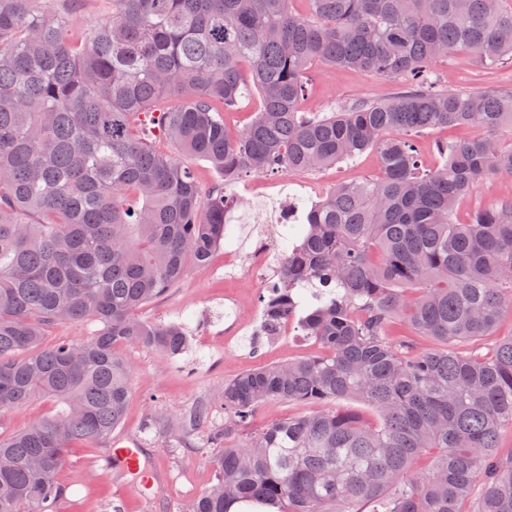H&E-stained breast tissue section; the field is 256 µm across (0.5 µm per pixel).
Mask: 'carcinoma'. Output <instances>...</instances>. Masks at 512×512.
Instances as JSON below:
<instances>
[{"mask_svg":"<svg viewBox=\"0 0 512 512\" xmlns=\"http://www.w3.org/2000/svg\"><path fill=\"white\" fill-rule=\"evenodd\" d=\"M112 0L86 36L52 0H0V512H59L71 444L121 426L132 366L118 347L174 357L184 328L138 315L224 243L230 186L247 173L315 171L367 149L380 174L306 209L276 259L263 322L298 317L316 354L224 383L229 421L200 404L180 429L210 441L215 483L187 512L234 502L276 512H512V202L455 219L458 199L512 177V143L439 146L421 168L410 133L512 127V91L443 89L429 69L512 61L503 0ZM317 62L397 81L388 101L302 113ZM262 97L231 135L219 113ZM164 137L219 180L208 192ZM100 324L43 343L61 322ZM434 347L416 350L417 340ZM58 411L8 432L4 417ZM373 410L371 423L338 407ZM317 406L240 433L266 403ZM432 455L426 472L417 462ZM54 405L48 402H37L19 407L4 418L7 430H23L37 418H42L54 410Z\"/></svg>","mask_w":512,"mask_h":512,"instance_id":"1","label":"carcinoma"}]
</instances>
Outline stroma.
Listing matches in <instances>:
<instances>
[{
	"label": "stroma",
	"mask_w": 512,
	"mask_h": 512,
	"mask_svg": "<svg viewBox=\"0 0 512 512\" xmlns=\"http://www.w3.org/2000/svg\"><path fill=\"white\" fill-rule=\"evenodd\" d=\"M433 71L451 89H512V64L484 76L472 57L458 55L436 63ZM398 90L392 80L317 63L307 74L300 109L327 112L357 98L384 101ZM485 134L477 126L442 127L413 134L411 142L423 168L430 169L442 161L439 146ZM378 172V154L370 149L352 161L316 172L250 173L236 181L231 192L245 196L247 203L230 210L232 232L221 249L206 265L190 267L181 283L140 310L141 317L151 321L185 323L190 353L165 359L138 346L122 350L133 366L131 396L123 426L113 434L112 442L144 448L145 466L162 472L163 483L144 495L135 487L136 476L130 474L127 487H119L100 473L105 447L77 446L58 475L68 489L60 512H185L186 505L212 485L209 453L200 446H179L174 438L159 436L150 427L154 415L161 410L181 415L206 404L212 410V426H223L226 381L248 370L316 353V344L305 336L279 343L252 339V330L261 320L262 298L276 278V264L268 262L266 279L258 280L250 275L251 257L258 242L280 246L274 219L281 204L316 201L336 185L363 181ZM506 200H512V177H493L459 200L456 217L467 221L475 210ZM228 252L236 255L235 266H225Z\"/></svg>",
	"instance_id": "obj_1"
}]
</instances>
